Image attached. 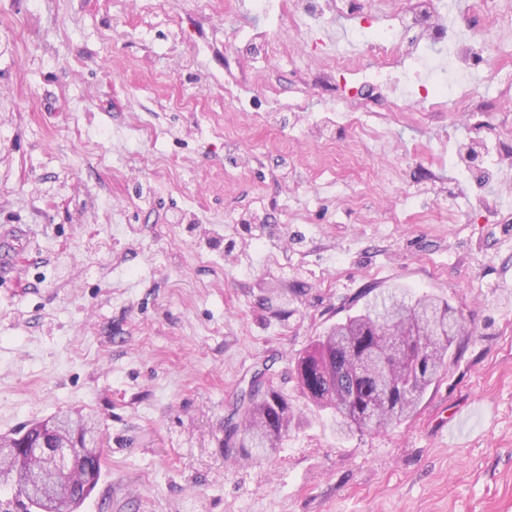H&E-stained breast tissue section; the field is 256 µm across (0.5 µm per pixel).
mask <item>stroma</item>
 Returning a JSON list of instances; mask_svg holds the SVG:
<instances>
[{
    "label": "stroma",
    "mask_w": 512,
    "mask_h": 512,
    "mask_svg": "<svg viewBox=\"0 0 512 512\" xmlns=\"http://www.w3.org/2000/svg\"><path fill=\"white\" fill-rule=\"evenodd\" d=\"M173 2L0 0V235H29L0 266V435L93 415L106 463L78 512H512V0H447L496 52L479 97L401 119L365 86L353 127L325 120L336 53L370 62L358 11L297 42L291 0ZM475 121L498 164L467 175ZM395 286L466 331L403 424L338 437L294 364ZM265 362L296 418L237 460L225 424Z\"/></svg>",
    "instance_id": "1"
}]
</instances>
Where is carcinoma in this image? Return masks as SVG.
I'll list each match as a JSON object with an SVG mask.
<instances>
[{
  "label": "carcinoma",
  "mask_w": 512,
  "mask_h": 512,
  "mask_svg": "<svg viewBox=\"0 0 512 512\" xmlns=\"http://www.w3.org/2000/svg\"><path fill=\"white\" fill-rule=\"evenodd\" d=\"M360 310L336 323L299 358L297 379L313 406L327 410L336 433L351 436L382 431L407 420L439 372L446 366L462 318L446 300L418 296L403 288L368 290ZM273 366L257 371L238 399L224 428V447L232 454L262 459L279 448L291 424L290 406L276 385ZM52 420L78 429L76 443L95 460L87 436L95 432L86 417L57 414ZM49 423L28 425L4 438L24 436L30 444L51 445ZM4 512H32L37 506L29 486L14 480L9 462L0 465Z\"/></svg>",
  "instance_id": "cac0c4a2"
}]
</instances>
